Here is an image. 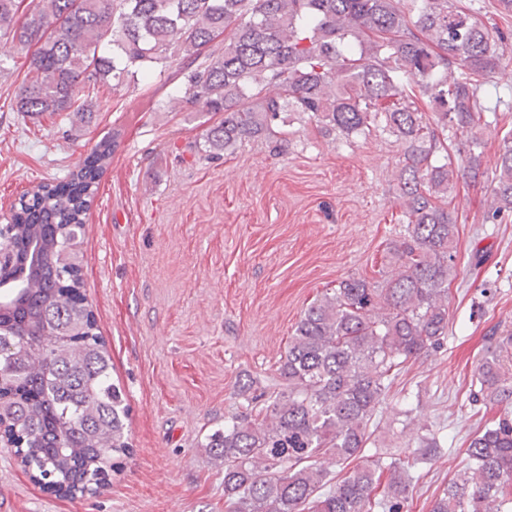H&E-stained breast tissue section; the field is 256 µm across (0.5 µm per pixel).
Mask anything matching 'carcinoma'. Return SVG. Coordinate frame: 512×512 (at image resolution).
<instances>
[{
	"mask_svg": "<svg viewBox=\"0 0 512 512\" xmlns=\"http://www.w3.org/2000/svg\"><path fill=\"white\" fill-rule=\"evenodd\" d=\"M0 0V34L31 49L15 109L29 116L85 112L79 87L119 86L150 64L179 62L181 102L210 114L205 152L262 141L288 152L284 113L324 138L381 127L404 147L397 173L406 226L384 259L383 282L347 277L313 302L277 368L279 387L251 397L204 448L224 460V512H401L410 461L364 456L367 427L393 370L443 346L457 217L448 198L484 175L488 108L481 80L495 74L512 34L478 21L458 0ZM112 52L103 49L105 39ZM425 98L431 113L420 108ZM470 133L448 153V128ZM112 139L70 178L21 195L9 224L22 270L41 243L36 275L0 317L3 415L21 432L24 465L46 487L92 494L110 461L131 454L129 408L111 358L81 304L79 278L60 262L76 250ZM484 221L512 213V133L501 139ZM473 397L498 407L466 449L468 468L431 512H512V332L488 337ZM328 463H365L333 483Z\"/></svg>",
	"mask_w": 512,
	"mask_h": 512,
	"instance_id": "carcinoma-1",
	"label": "carcinoma"
}]
</instances>
